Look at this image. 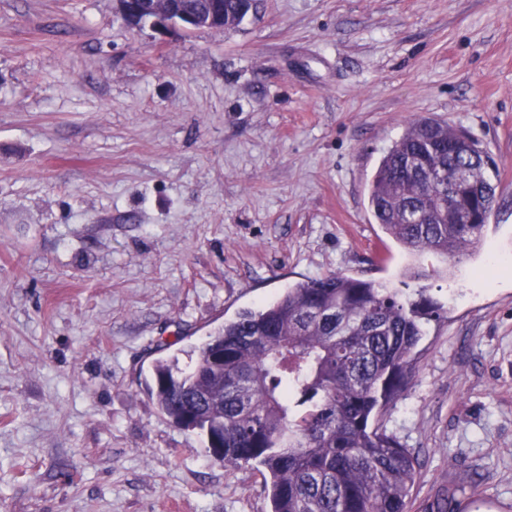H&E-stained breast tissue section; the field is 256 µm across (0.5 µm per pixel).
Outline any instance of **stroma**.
<instances>
[{
  "mask_svg": "<svg viewBox=\"0 0 512 512\" xmlns=\"http://www.w3.org/2000/svg\"><path fill=\"white\" fill-rule=\"evenodd\" d=\"M496 160L480 250L410 257L368 205L410 121ZM448 310L385 416L409 512H512V0H257L234 30L0 0V512H270L147 394L155 358L330 273Z\"/></svg>",
  "mask_w": 512,
  "mask_h": 512,
  "instance_id": "obj_1",
  "label": "stroma"
}]
</instances>
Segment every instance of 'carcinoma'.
Segmentation results:
<instances>
[{
    "label": "carcinoma",
    "instance_id": "carcinoma-1",
    "mask_svg": "<svg viewBox=\"0 0 512 512\" xmlns=\"http://www.w3.org/2000/svg\"><path fill=\"white\" fill-rule=\"evenodd\" d=\"M224 0L226 30L246 17ZM458 130L408 124L378 165L368 204L406 252L440 260L477 252L497 198L479 142L466 157ZM470 190L442 207L448 173ZM447 311L420 286L344 274L310 278L247 308L187 351L157 359L148 395L173 425L198 432L224 467L257 464L271 512H407L416 458L383 417L406 390L426 327Z\"/></svg>",
    "mask_w": 512,
    "mask_h": 512
}]
</instances>
